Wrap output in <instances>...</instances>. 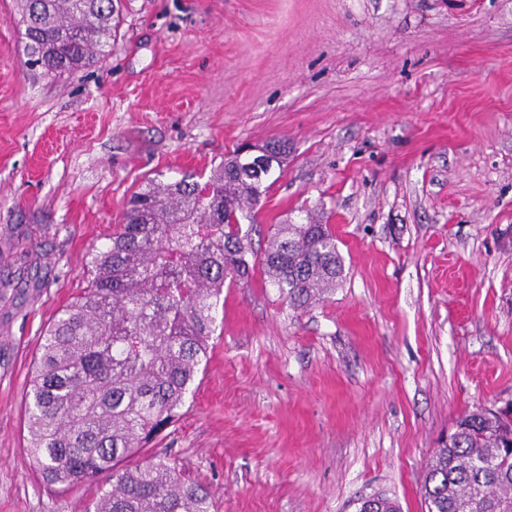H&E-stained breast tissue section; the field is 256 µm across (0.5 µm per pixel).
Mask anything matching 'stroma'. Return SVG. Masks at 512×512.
Wrapping results in <instances>:
<instances>
[{
	"mask_svg": "<svg viewBox=\"0 0 512 512\" xmlns=\"http://www.w3.org/2000/svg\"><path fill=\"white\" fill-rule=\"evenodd\" d=\"M0 0V512H87L26 451L40 337L147 179L206 182L280 140L243 222L329 225L335 288L296 309L261 267L225 282L209 361L145 450L218 512H425L455 421L512 411V0H123L109 56L27 69ZM354 512H400L397 500L382 492H359L352 500Z\"/></svg>",
	"mask_w": 512,
	"mask_h": 512,
	"instance_id": "1",
	"label": "stroma"
}]
</instances>
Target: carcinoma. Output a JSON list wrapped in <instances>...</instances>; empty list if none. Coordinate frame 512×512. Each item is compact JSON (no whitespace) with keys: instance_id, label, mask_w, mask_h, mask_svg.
<instances>
[{"instance_id":"1","label":"carcinoma","mask_w":512,"mask_h":512,"mask_svg":"<svg viewBox=\"0 0 512 512\" xmlns=\"http://www.w3.org/2000/svg\"><path fill=\"white\" fill-rule=\"evenodd\" d=\"M25 55L57 78L112 51L121 0H20ZM266 165L227 156L204 184L150 179L125 222L89 250L91 279L41 337L25 397L27 452L59 492L110 475L88 512H214L209 490L186 481L147 445L180 416L209 357L214 311L226 280L249 276L253 254L239 214L257 205L282 167L285 144L258 147ZM260 264L295 308L342 278L328 225L278 224ZM512 495V420L485 408L462 415L421 484L427 512H505ZM354 512H400L397 500L362 491Z\"/></svg>"}]
</instances>
